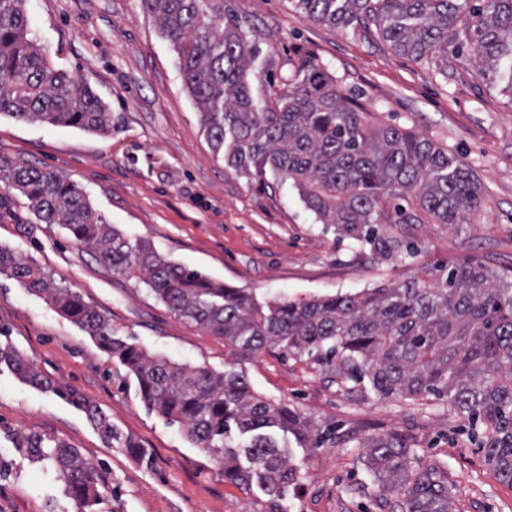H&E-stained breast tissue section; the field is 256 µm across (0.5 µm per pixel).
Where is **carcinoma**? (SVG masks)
Returning a JSON list of instances; mask_svg holds the SVG:
<instances>
[{"label":"carcinoma","instance_id":"obj_1","mask_svg":"<svg viewBox=\"0 0 512 512\" xmlns=\"http://www.w3.org/2000/svg\"><path fill=\"white\" fill-rule=\"evenodd\" d=\"M27 0H0V116L106 134L112 112L92 88L54 67L31 37ZM311 21L355 30L374 27L394 52L453 69L448 40L475 35L479 73H501L512 95V0H294ZM178 55L188 94L206 136L227 167L292 180L325 228L361 243L385 261L412 252L416 224H469L480 184L459 156L406 128L370 123L367 113L314 58L301 61L288 90L273 100L253 93L248 70L257 52L239 15L224 0H142ZM0 185L16 191L45 224H58L112 273L145 282L178 317L244 353L280 345L306 354L347 381L383 398L448 402L470 440L512 483V287L481 263L463 261L393 288L260 303L167 260L146 238L108 224L68 177L0 156ZM0 275L49 304L93 336L135 376L147 408L177 424L192 444L248 490L261 484L265 512L281 501L296 470L275 434L302 442L308 422L294 409L254 393L244 374L152 357L116 336L112 322L80 293L57 288L40 267L0 246ZM44 392L57 387L11 343L0 365ZM108 444L143 462V450L112 426L103 410L75 394ZM21 448L45 460L67 494L85 507L101 496L100 475L61 438H26ZM411 448L377 437L364 445L365 466L382 492L402 495L401 512H452L448 470L408 468Z\"/></svg>","mask_w":512,"mask_h":512}]
</instances>
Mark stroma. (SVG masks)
Instances as JSON below:
<instances>
[{"label":"stroma","mask_w":512,"mask_h":512,"mask_svg":"<svg viewBox=\"0 0 512 512\" xmlns=\"http://www.w3.org/2000/svg\"><path fill=\"white\" fill-rule=\"evenodd\" d=\"M224 5L247 20L259 42L249 70L259 99L286 92L301 60L317 59L373 122L411 129L462 155L481 187L474 223L418 225L417 256L394 262L323 232L292 182L239 175L214 153L177 56L141 0H28L33 37L55 67L109 105L112 132L1 116L0 156L69 177L108 223L263 301L356 293L464 260L512 272V97L502 94L500 78L481 77L470 52L452 78H443L395 53L377 32L314 23L292 0ZM1 244L79 292L120 337L149 353L244 373L255 392L288 404L314 429L335 427V439L319 448L284 439L297 472L284 512H399L397 495L380 497L362 462L364 443L390 436L410 445L412 468H447L454 512H512V483L485 464L447 405L380 398L368 385L336 378L315 359L278 346L240 354L177 317L138 279L112 273L0 185ZM0 335L57 386L44 393L0 367V512H79L55 473L19 449V440L33 435L66 440L99 469L106 487L93 512H264L268 497L260 486L246 491L226 482L179 426L145 407L134 376L95 339L3 275ZM66 390L99 405L150 464L107 447L85 413L63 398Z\"/></svg>","instance_id":"obj_1"}]
</instances>
